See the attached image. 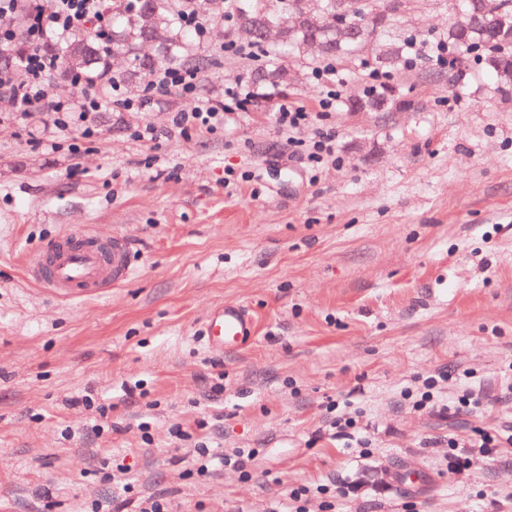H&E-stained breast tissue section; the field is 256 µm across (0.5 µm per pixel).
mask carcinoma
<instances>
[{
	"label": "carcinoma",
	"instance_id": "1",
	"mask_svg": "<svg viewBox=\"0 0 512 512\" xmlns=\"http://www.w3.org/2000/svg\"><path fill=\"white\" fill-rule=\"evenodd\" d=\"M361 16L336 23L342 0H235L231 23L240 28L243 14L259 17L250 27L251 45L273 60L247 72L252 96L268 103L288 96L294 82L279 60L311 48L325 61L362 55L386 68L404 65L413 37L391 42L380 37L387 14L377 0H358ZM177 0H112L107 21L99 29L74 34L60 55L66 69L95 73L109 69V58L119 50L132 57V69L118 73L133 84L157 70L159 60L169 64L203 65L193 36L179 27ZM448 27V44L462 54L485 57L504 95L512 93V0H458ZM11 47L0 53V65L12 67L31 48L27 16L19 12L9 22ZM396 103L394 91L382 90L348 102L353 112H386Z\"/></svg>",
	"mask_w": 512,
	"mask_h": 512
}]
</instances>
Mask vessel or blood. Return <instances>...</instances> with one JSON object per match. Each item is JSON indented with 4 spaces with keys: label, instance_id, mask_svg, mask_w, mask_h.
Segmentation results:
<instances>
[{
    "label": "vessel or blood",
    "instance_id": "obj_1",
    "mask_svg": "<svg viewBox=\"0 0 512 512\" xmlns=\"http://www.w3.org/2000/svg\"><path fill=\"white\" fill-rule=\"evenodd\" d=\"M128 271L124 240L84 226L47 242L26 267L30 281L66 300L104 294L123 281ZM253 333L252 318L237 303L212 310L203 324L205 341L214 350L237 349Z\"/></svg>",
    "mask_w": 512,
    "mask_h": 512
}]
</instances>
